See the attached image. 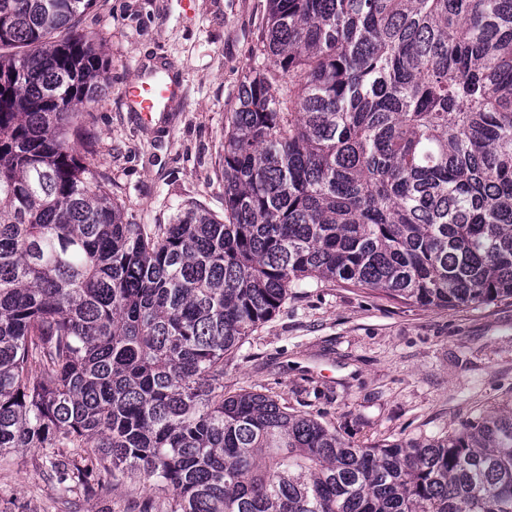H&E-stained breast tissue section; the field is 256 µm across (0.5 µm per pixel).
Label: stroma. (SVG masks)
I'll list each match as a JSON object with an SVG mask.
<instances>
[{
	"label": "stroma",
	"mask_w": 512,
	"mask_h": 512,
	"mask_svg": "<svg viewBox=\"0 0 512 512\" xmlns=\"http://www.w3.org/2000/svg\"><path fill=\"white\" fill-rule=\"evenodd\" d=\"M267 0H94L79 33L104 39V94L85 136L130 224H166L185 205L224 212V117L265 32ZM183 85L144 122L123 100L146 66ZM224 389H253L312 415L358 447L439 435L512 407V299L408 305L339 282L313 283L224 360ZM51 449L0 458V512H168L169 496L130 477L61 496Z\"/></svg>",
	"instance_id": "1"
}]
</instances>
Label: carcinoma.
<instances>
[{
  "instance_id": "cac0c4a2",
  "label": "carcinoma",
  "mask_w": 512,
  "mask_h": 512,
  "mask_svg": "<svg viewBox=\"0 0 512 512\" xmlns=\"http://www.w3.org/2000/svg\"><path fill=\"white\" fill-rule=\"evenodd\" d=\"M224 125V218L127 224L76 156L93 0H0V455L74 448L169 512H512V408L358 448L224 356L305 279L512 298V0H268Z\"/></svg>"
}]
</instances>
